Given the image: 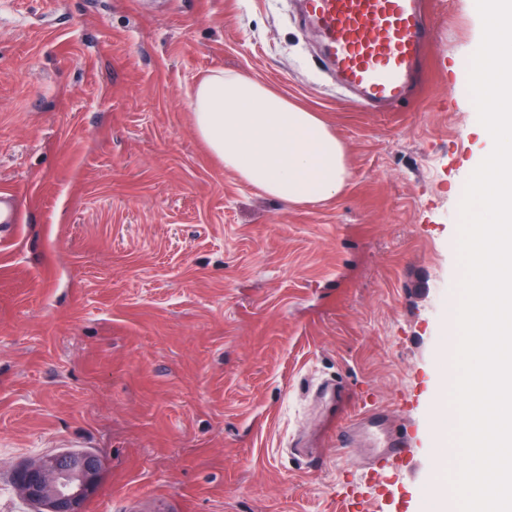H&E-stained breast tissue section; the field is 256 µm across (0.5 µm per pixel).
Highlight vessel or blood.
I'll return each instance as SVG.
<instances>
[{"mask_svg":"<svg viewBox=\"0 0 512 512\" xmlns=\"http://www.w3.org/2000/svg\"><path fill=\"white\" fill-rule=\"evenodd\" d=\"M305 16L319 28L325 53L342 82L359 92L369 107L403 100L422 66V49L431 37L423 0H299ZM383 425L385 417L365 412L337 426V447H351L357 424Z\"/></svg>","mask_w":512,"mask_h":512,"instance_id":"1","label":"vessel or blood"}]
</instances>
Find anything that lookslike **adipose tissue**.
Returning <instances> with one entry per match:
<instances>
[{"label":"adipose tissue","mask_w":512,"mask_h":512,"mask_svg":"<svg viewBox=\"0 0 512 512\" xmlns=\"http://www.w3.org/2000/svg\"><path fill=\"white\" fill-rule=\"evenodd\" d=\"M190 108L197 136L245 185L290 205L345 189V150L320 114L257 79L213 72L198 81Z\"/></svg>","instance_id":"adipose-tissue-1"}]
</instances>
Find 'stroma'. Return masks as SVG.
Segmentation results:
<instances>
[{"mask_svg": "<svg viewBox=\"0 0 512 512\" xmlns=\"http://www.w3.org/2000/svg\"><path fill=\"white\" fill-rule=\"evenodd\" d=\"M423 82L382 111L336 91L295 0H0V512L13 474L78 445L86 512H342L379 411L408 443L372 512H425L463 269L460 191L486 149L459 70L475 0H427ZM243 73L321 115L349 180L290 206L197 137L205 73ZM385 415L377 412H364L355 417L349 422L337 426L333 431L331 437L336 441L337 448H350L354 441V431L356 425L362 422H367L375 426H382L385 422Z\"/></svg>", "mask_w": 512, "mask_h": 512, "instance_id": "obj_1", "label": "stroma"}]
</instances>
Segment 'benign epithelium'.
<instances>
[{
  "label": "benign epithelium",
  "instance_id": "obj_1",
  "mask_svg": "<svg viewBox=\"0 0 512 512\" xmlns=\"http://www.w3.org/2000/svg\"><path fill=\"white\" fill-rule=\"evenodd\" d=\"M102 460L86 450L45 456L15 472V483L33 512H85L99 488Z\"/></svg>",
  "mask_w": 512,
  "mask_h": 512
}]
</instances>
